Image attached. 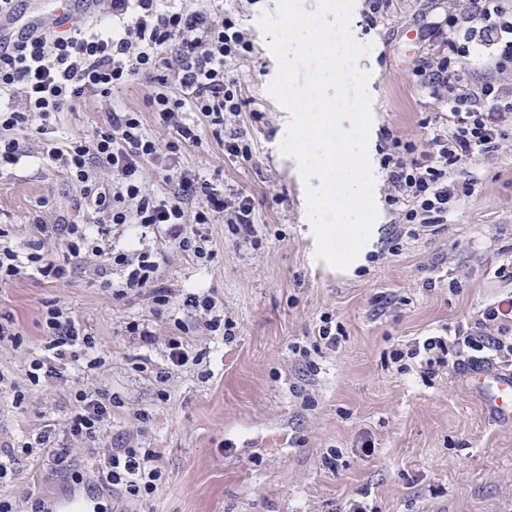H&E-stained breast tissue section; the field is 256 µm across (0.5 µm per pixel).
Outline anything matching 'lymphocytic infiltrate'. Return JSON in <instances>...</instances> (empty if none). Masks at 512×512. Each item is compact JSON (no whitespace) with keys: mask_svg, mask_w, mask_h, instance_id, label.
<instances>
[{"mask_svg":"<svg viewBox=\"0 0 512 512\" xmlns=\"http://www.w3.org/2000/svg\"><path fill=\"white\" fill-rule=\"evenodd\" d=\"M503 45V60L512 61V12L503 0H469L462 25L442 38L436 56L421 60L416 75L434 99L447 102V111L424 119L425 134L404 141L392 131L382 135L381 166L386 172L385 201L397 221L385 241L389 255L401 250L407 225L441 227L466 198L473 182L459 179L464 165L498 151L512 135V99L495 79L480 87L465 86L454 64L465 43ZM254 49L241 23L217 0H199L193 6L174 7L162 0H103L102 13L84 21L71 20L63 31L49 30L17 46L0 51V166L17 164L21 138L46 135L51 119L75 111L83 102H102L114 90L143 81L152 83L147 104L161 128L174 134L159 147L148 134L140 113L120 107L107 109L91 134L71 141L66 148H50L49 159L59 163L80 189L85 208L99 223L96 233L86 225L59 218L37 222L40 234L26 256H19L0 227V285L16 280L25 270L56 282L66 279L71 260L93 255L95 270L104 287L116 296L146 293L156 310L172 304V289L159 286L157 252L113 249L109 236L124 224L163 227L168 243L194 258L214 257L206 225L223 219L232 234L255 236V206L250 195L220 191L191 170L176 168L171 153L188 145L201 146L205 133L224 139V155L248 166L254 144L247 132L224 134L228 121L249 112L261 121L262 112L251 110L242 96L238 61ZM201 113L207 126L186 122L185 113ZM169 183L159 195L145 183L144 169ZM109 179H102V172ZM48 239L60 241L63 252L45 250ZM119 281H111L112 270ZM52 358L31 362L32 383L59 375L65 362L79 351L92 349L86 328L68 312L48 308L44 316ZM390 358L417 365L421 374L434 375L441 367L473 368L491 361L512 362V296L487 304L475 324L460 326L454 338L428 336L411 347H398ZM111 401L104 396L78 394L64 421L69 437L95 440L103 436L111 417ZM151 451L111 448L99 469L101 481L131 497L157 492L162 473L153 465Z\"/></svg>","mask_w":512,"mask_h":512,"instance_id":"1","label":"lymphocytic infiltrate"}]
</instances>
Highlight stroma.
<instances>
[{
    "label": "stroma",
    "mask_w": 512,
    "mask_h": 512,
    "mask_svg": "<svg viewBox=\"0 0 512 512\" xmlns=\"http://www.w3.org/2000/svg\"><path fill=\"white\" fill-rule=\"evenodd\" d=\"M250 28L254 54L240 62L242 95L263 112L234 119L247 128L257 157L242 167L206 138L184 147L181 167L221 189L254 199L261 245L232 238L223 220L208 225L211 262L166 244L159 233L128 224L117 248L160 251L161 281L175 290L214 295L236 328L232 338L209 331L182 308L153 313L144 296L113 297L94 273V261H77L67 280L21 277L0 287V324L17 343L0 344V443L17 446L15 494L49 500L90 494L96 512H347L361 502L368 512H512V431L499 427L472 393L464 372L440 369L421 377L401 371L388 353L398 345L474 323L484 306L512 294V281L496 269L512 262V139L486 159L464 166L474 179L471 198L437 231L403 241L399 255L365 262L347 274L316 259L308 233L305 185L293 158L279 146L289 114L268 93L278 64L257 24L275 0H223ZM467 0H392L377 26L365 21V0H355L351 31L369 45L358 66L369 72L373 116L369 137L379 211L377 251L392 229L379 154L383 128L402 140L422 135V120L446 111L415 75L431 53L427 32L461 17ZM498 50L471 47L458 60L471 86L495 75L512 93V64L496 69ZM148 89L131 85L114 105L141 113L159 146L170 132L155 124ZM104 105H81L56 117L44 139L21 142L17 165L0 171V226L28 253L36 218L84 219L75 187L44 152L90 133ZM65 308L95 338L60 377L32 385L29 365L45 356L43 314ZM341 325L335 348L318 336L324 316ZM158 336L181 334L195 355L170 366L164 345L127 336L131 321ZM111 397L104 448H149L162 471L157 493L131 498L105 488L98 455L85 442L64 438L74 458L65 475L20 447L44 425H62L77 390ZM23 392L15 404V392Z\"/></svg>",
    "instance_id": "stroma-1"
}]
</instances>
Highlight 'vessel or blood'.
Instances as JSON below:
<instances>
[{
    "label": "vessel or blood",
    "instance_id": "obj_1",
    "mask_svg": "<svg viewBox=\"0 0 512 512\" xmlns=\"http://www.w3.org/2000/svg\"><path fill=\"white\" fill-rule=\"evenodd\" d=\"M101 0H27L24 8L0 11V43H18L40 28L46 16L93 15ZM470 385L487 414L499 426L512 428V372L478 366L468 373ZM52 512H95L91 498L70 494L52 499Z\"/></svg>",
    "mask_w": 512,
    "mask_h": 512
}]
</instances>
